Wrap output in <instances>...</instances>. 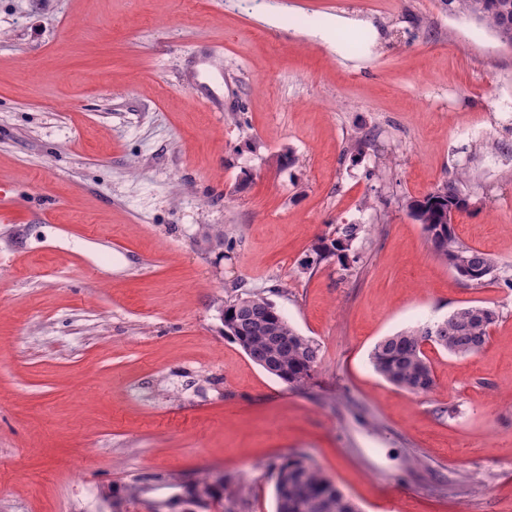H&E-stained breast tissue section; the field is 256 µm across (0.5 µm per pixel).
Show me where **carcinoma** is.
<instances>
[{"instance_id":"carcinoma-1","label":"carcinoma","mask_w":512,"mask_h":512,"mask_svg":"<svg viewBox=\"0 0 512 512\" xmlns=\"http://www.w3.org/2000/svg\"><path fill=\"white\" fill-rule=\"evenodd\" d=\"M458 11L493 30L512 43V0H448ZM460 179L449 180L425 197L406 202L414 221L422 225L435 253L446 260L461 278L480 284L496 270L491 255L463 245L454 227L442 223L449 208L462 211L467 201L458 188ZM361 227L345 224L336 237L321 238L305 267L314 268L331 259L345 264ZM494 309L471 305L454 311L430 328H410L385 337L371 353V363L386 380L413 394L429 391L434 378L424 344L433 345L456 356L479 352L489 339L496 321ZM224 327L231 328L230 339L267 373L292 387L303 388L313 378L319 356L318 345L301 335L281 310L265 297L237 298L224 305ZM231 479L217 481L206 474L188 488L195 495L199 488L207 497L226 489ZM276 512H358L335 484L312 464L288 460L277 468L275 479Z\"/></svg>"}]
</instances>
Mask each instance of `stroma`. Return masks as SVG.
<instances>
[{"instance_id":"stroma-1","label":"stroma","mask_w":512,"mask_h":512,"mask_svg":"<svg viewBox=\"0 0 512 512\" xmlns=\"http://www.w3.org/2000/svg\"><path fill=\"white\" fill-rule=\"evenodd\" d=\"M330 33L329 40L317 30ZM459 277L405 203L452 178ZM0 512H275L301 457L360 512H512V46L443 0H0ZM359 224L348 266L303 264ZM259 295L292 388L224 334ZM483 305L481 351L375 372ZM232 480L190 502L205 474ZM140 486L130 496V486ZM229 326L232 335L225 336L267 373L296 388L310 383L319 356L318 345L302 336L273 302L254 295L225 303L224 330ZM496 317V311L486 306L459 308L433 327L410 328L385 337L375 345L371 363L397 387L413 394L426 393L434 378L424 344L430 342L456 356L477 353L488 342Z\"/></svg>"}]
</instances>
